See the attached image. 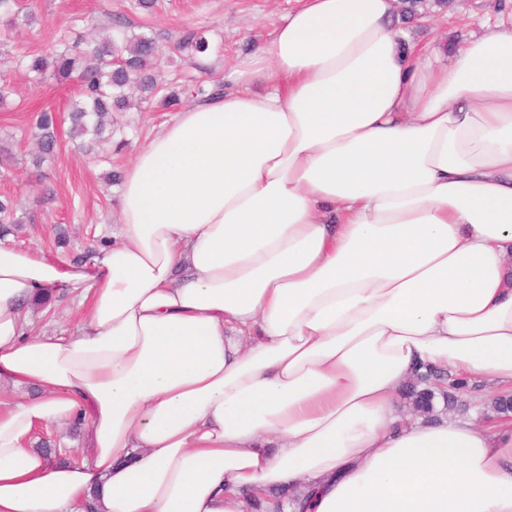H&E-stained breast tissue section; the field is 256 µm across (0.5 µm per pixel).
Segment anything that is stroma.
Wrapping results in <instances>:
<instances>
[{"mask_svg":"<svg viewBox=\"0 0 512 512\" xmlns=\"http://www.w3.org/2000/svg\"><path fill=\"white\" fill-rule=\"evenodd\" d=\"M27 2L40 16V23L0 46V84L13 89L8 105L0 107V146L6 150L0 155V196L13 199L21 219L4 242L40 251L62 263L75 262L80 256L95 258L111 242L112 226L120 217L121 187L106 185L105 177L125 170L150 135L173 114L158 107L113 113L111 140L93 143L87 151L74 147L68 124H61L56 154L34 166L36 145L30 131L34 111H62L75 94L76 84L29 83L15 70L14 57L62 49L73 29L92 39L121 26L171 47L187 33L204 27L215 50L203 66L175 54L156 70L159 85L182 90V105L187 108L198 100L196 86L231 88L236 65L251 56L274 24L297 5V0H157L147 12L131 9L130 0ZM502 24H512L503 0H448L444 8L435 0H425L417 17L401 29L406 41L429 46L447 63L471 39ZM84 315L72 293L31 310L36 332L45 335L75 330ZM34 438L50 441L71 459L84 460L92 454L86 432L66 425L40 428Z\"/></svg>","mask_w":512,"mask_h":512,"instance_id":"stroma-1","label":"stroma"}]
</instances>
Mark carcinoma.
<instances>
[{"mask_svg":"<svg viewBox=\"0 0 512 512\" xmlns=\"http://www.w3.org/2000/svg\"><path fill=\"white\" fill-rule=\"evenodd\" d=\"M0 17L8 21V31L4 33L7 39L38 21L35 11L24 6L21 0H0ZM174 51L199 57L210 54L213 46L206 31L199 30L179 41ZM166 52V47L144 34L123 31L88 41L79 33L61 50L17 57L16 66L34 84L49 79L59 83L78 79L76 95L68 108L72 138L91 136L99 139L106 127L112 125V113L124 112L131 106L132 90L140 93L139 104H147L157 95L165 107L179 103V93L159 86L152 74V68L166 58ZM55 123L51 109L40 110L33 116L32 129L39 146V153L33 158L36 165L53 156L57 149ZM18 223L20 219L15 217L12 200L1 198L0 237L10 234V225ZM440 383L449 385L444 404L454 405L457 394L465 387L463 380L430 367L415 372V382L409 390L415 412L421 415L433 413ZM268 496L274 512H283L285 501H298L297 494L288 487L273 489Z\"/></svg>","mask_w":512,"mask_h":512,"instance_id":"1","label":"carcinoma"}]
</instances>
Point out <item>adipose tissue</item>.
Returning <instances> with one entry per match:
<instances>
[{
	"mask_svg": "<svg viewBox=\"0 0 512 512\" xmlns=\"http://www.w3.org/2000/svg\"><path fill=\"white\" fill-rule=\"evenodd\" d=\"M432 55L392 0H298L93 265L0 244V384L40 391L0 401V512H512V418L399 411L420 364L512 390V27ZM63 289L85 321L32 334ZM78 417L91 459L30 445ZM292 490H294L295 493ZM297 493L298 490L296 488L281 487L273 489L268 493V496L271 497V499H267L269 500L267 503L271 506L264 507L262 501H255L252 507L253 511L267 512L263 509L273 508L275 509L274 512H283V502L287 500L289 503H296L298 501Z\"/></svg>",
	"mask_w": 512,
	"mask_h": 512,
	"instance_id": "ef3b65f1",
	"label": "adipose tissue"
}]
</instances>
